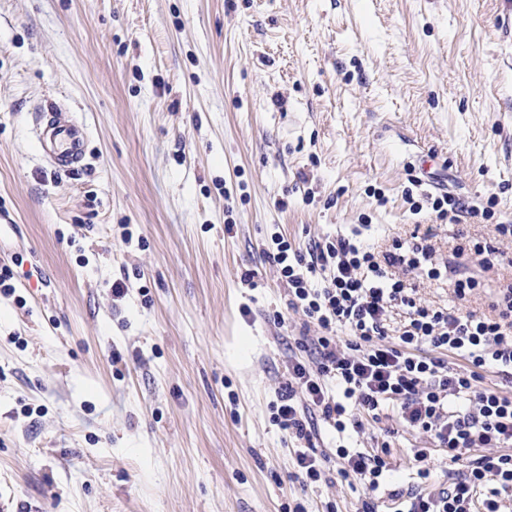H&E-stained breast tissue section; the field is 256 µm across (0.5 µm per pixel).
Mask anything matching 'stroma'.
<instances>
[{"mask_svg": "<svg viewBox=\"0 0 512 512\" xmlns=\"http://www.w3.org/2000/svg\"><path fill=\"white\" fill-rule=\"evenodd\" d=\"M52 107L86 131L70 171ZM441 194L473 215L438 220ZM510 220L512 0H0V512H359L339 444L388 447L391 488L448 482L393 409L318 424L326 478L296 479L272 406L311 354L266 250L424 235L451 277L393 274L480 315L453 278L512 266L457 250L512 254ZM39 126V139L52 146L50 159L59 169L75 167L84 155V136L72 120H64L62 112L51 109ZM463 253L468 251L471 255L479 257L481 263L491 266L493 261L503 262L505 260L503 252H500L495 247L491 246L487 242H481L476 240H469L468 244L464 248H459Z\"/></svg>", "mask_w": 512, "mask_h": 512, "instance_id": "obj_1", "label": "stroma"}]
</instances>
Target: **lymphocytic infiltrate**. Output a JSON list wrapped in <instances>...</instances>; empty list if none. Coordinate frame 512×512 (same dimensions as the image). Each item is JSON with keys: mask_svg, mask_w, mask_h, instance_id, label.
Returning <instances> with one entry per match:
<instances>
[{"mask_svg": "<svg viewBox=\"0 0 512 512\" xmlns=\"http://www.w3.org/2000/svg\"><path fill=\"white\" fill-rule=\"evenodd\" d=\"M359 235L355 229L306 249L277 235L269 253L289 307L303 317L296 343L314 353L308 363L289 361L273 417L299 444L298 478L307 486L324 474L313 417L341 434L360 417L376 421L393 407L451 459H465L466 471L430 492L390 491V499L406 500V512H501L503 497L512 494V396L480 381L487 372L512 379V289L494 294L488 316L433 309L387 272L400 265L440 278L428 245L398 242L379 261ZM395 305L405 308L408 323L392 338L386 321ZM451 355L464 367H449ZM471 448L475 456L463 458ZM336 455L340 476L364 488L362 512H375L372 496L389 473L383 453L340 445Z\"/></svg>", "mask_w": 512, "mask_h": 512, "instance_id": "1", "label": "lymphocytic infiltrate"}]
</instances>
